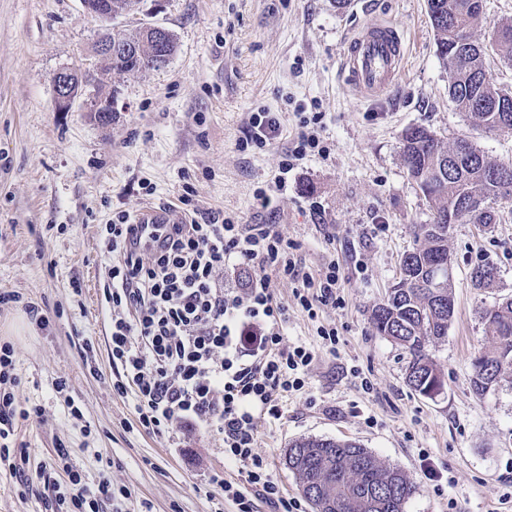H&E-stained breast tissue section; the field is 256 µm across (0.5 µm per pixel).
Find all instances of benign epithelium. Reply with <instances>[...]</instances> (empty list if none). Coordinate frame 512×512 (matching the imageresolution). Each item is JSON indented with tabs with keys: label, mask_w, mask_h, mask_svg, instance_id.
<instances>
[{
	"label": "benign epithelium",
	"mask_w": 512,
	"mask_h": 512,
	"mask_svg": "<svg viewBox=\"0 0 512 512\" xmlns=\"http://www.w3.org/2000/svg\"><path fill=\"white\" fill-rule=\"evenodd\" d=\"M85 9L101 19L112 21V0H87ZM130 51L126 45L112 41V29H107L96 44L95 58H112V55ZM54 105L58 112H69L75 104H80L82 111L94 116L109 118L117 111L112 98V91L104 88L98 81H91L70 68L58 70L53 75Z\"/></svg>",
	"instance_id": "benign-epithelium-1"
}]
</instances>
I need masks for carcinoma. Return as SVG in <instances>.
I'll return each instance as SVG.
<instances>
[{
    "instance_id": "obj_1",
    "label": "carcinoma",
    "mask_w": 512,
    "mask_h": 512,
    "mask_svg": "<svg viewBox=\"0 0 512 512\" xmlns=\"http://www.w3.org/2000/svg\"><path fill=\"white\" fill-rule=\"evenodd\" d=\"M466 0H427V12L435 31L437 55L453 73L448 94L456 107L486 129L507 127L512 132V92L495 87L487 77L485 58L494 51L512 63V23L496 27L490 46L477 43L472 29L479 23L462 9ZM158 29L133 32L112 29V40L136 46L137 56L112 60V71L143 73L169 61L176 42L169 32L158 41ZM436 132L414 126L402 134V161L408 178L430 203L432 217L415 225V247L400 260L398 282L407 288H390L370 313L373 331L408 355L405 382L416 394L431 398L427 389L444 377L427 354V347L448 335L454 304L442 303L453 296V279L442 287L433 283L439 262L448 258V226L489 224L462 212L464 199L482 196L492 203L501 199L496 176L512 163L488 160L477 147L457 160ZM489 349L473 360L472 391L485 396L498 390L512 370V296L498 299L480 315ZM285 465L293 473L299 491L312 512H404L415 494V483L396 466L383 464L369 449L351 439L301 437L289 444Z\"/></svg>"
}]
</instances>
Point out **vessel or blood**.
<instances>
[{
    "label": "vessel or blood",
    "instance_id": "b4317fda",
    "mask_svg": "<svg viewBox=\"0 0 512 512\" xmlns=\"http://www.w3.org/2000/svg\"><path fill=\"white\" fill-rule=\"evenodd\" d=\"M407 44L399 29L389 23H375L358 30L345 43L341 75L346 86L360 96L385 94L395 85L407 58ZM171 210L147 208L133 222L143 240H151L159 225L178 223Z\"/></svg>",
    "mask_w": 512,
    "mask_h": 512
}]
</instances>
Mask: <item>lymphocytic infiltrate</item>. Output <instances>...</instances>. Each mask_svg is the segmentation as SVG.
I'll return each mask as SVG.
<instances>
[{"label":"lymphocytic infiltrate","mask_w":512,"mask_h":512,"mask_svg":"<svg viewBox=\"0 0 512 512\" xmlns=\"http://www.w3.org/2000/svg\"><path fill=\"white\" fill-rule=\"evenodd\" d=\"M295 133L277 174L255 198L268 207L288 190V175L308 157L327 156L320 137L322 115L299 112ZM107 259L102 267V304L109 321L108 347L117 376L113 393L131 399L139 425L178 440L199 427L217 435L237 476H213L222 502L233 512H305L288 496L258 448L262 421L280 419L282 399L306 390L320 354L337 355L335 325L318 324V345L285 337L288 308L275 301L272 279L292 284L293 297L309 319L339 304L343 276L327 262L312 276L298 244L273 224H243L237 217L202 223L164 224L151 242L138 240L128 215L101 227ZM246 267L245 287L224 284L225 271ZM15 351L0 345V466L17 481H31L27 454L10 446L18 419L26 418L14 387ZM55 467L67 475L57 485L51 512H125L135 491L107 473L87 481L57 446Z\"/></svg>","instance_id":"obj_1"}]
</instances>
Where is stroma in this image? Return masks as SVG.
Returning <instances> with one entry per match:
<instances>
[{
	"instance_id": "stroma-1",
	"label": "stroma",
	"mask_w": 512,
	"mask_h": 512,
	"mask_svg": "<svg viewBox=\"0 0 512 512\" xmlns=\"http://www.w3.org/2000/svg\"><path fill=\"white\" fill-rule=\"evenodd\" d=\"M395 25L409 54L397 85L380 98L361 97L340 75L344 42L377 21ZM165 27L176 52L157 71L102 73L118 91L116 113L97 120L54 107L51 78L81 67L105 32L81 0H0V343L16 350L17 391L41 417L19 421L16 448L43 482L19 496L15 478L0 470V512H42L64 441L88 478L108 471L135 489L127 512H216L208 479L236 474L217 437L184 430L179 447L144 430L130 399L113 394L108 318L99 302L104 260L100 224L146 206H179L194 190L195 218L232 215L247 224H276L297 241L306 269L318 274L336 260L344 274L342 304L312 322L295 304L292 287L272 280L288 307V338L316 342L317 323L336 325L339 357L321 356L306 392L283 400V415L262 422L258 446L291 496L299 490L284 462L299 437L360 441L400 467L417 491L405 512H512L503 503L512 480V382L485 398L470 387L472 361L487 346L481 310L512 295V219L503 224L452 225L455 312L443 342L428 353L445 377L436 400L407 386L406 354L376 336L372 306L399 276L402 254L415 245L413 227L429 223L431 207L416 193L400 156L402 132L413 125L445 142L467 138L490 158L512 162V133L475 126L448 97L451 71L437 56L426 0H160L146 17ZM323 113L328 158L309 157L288 175V193L263 209L255 192L278 172L288 139L240 150L251 113ZM154 191L145 194L143 183ZM497 267L496 288L479 290L472 269ZM80 291H73V282ZM35 303L48 326L25 308ZM95 347V369L84 359ZM65 381L57 394L56 381ZM370 381L364 393L362 381ZM72 398L82 420L68 417ZM455 482L436 489L421 472L420 450Z\"/></svg>"
}]
</instances>
